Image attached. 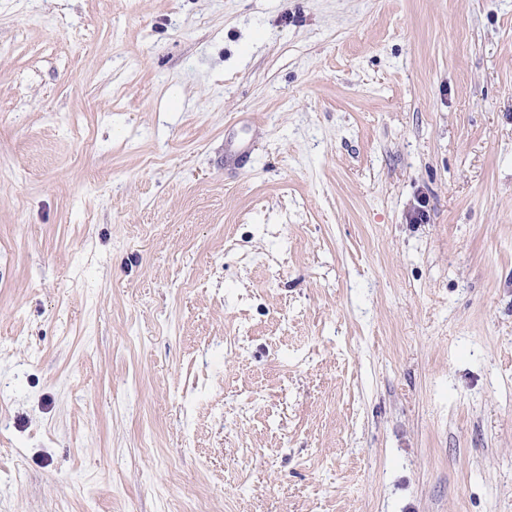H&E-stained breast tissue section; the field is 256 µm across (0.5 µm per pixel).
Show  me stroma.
<instances>
[{
  "label": "stroma",
  "instance_id": "obj_1",
  "mask_svg": "<svg viewBox=\"0 0 512 512\" xmlns=\"http://www.w3.org/2000/svg\"><path fill=\"white\" fill-rule=\"evenodd\" d=\"M200 507L512 512V0H0V512Z\"/></svg>",
  "mask_w": 512,
  "mask_h": 512
}]
</instances>
